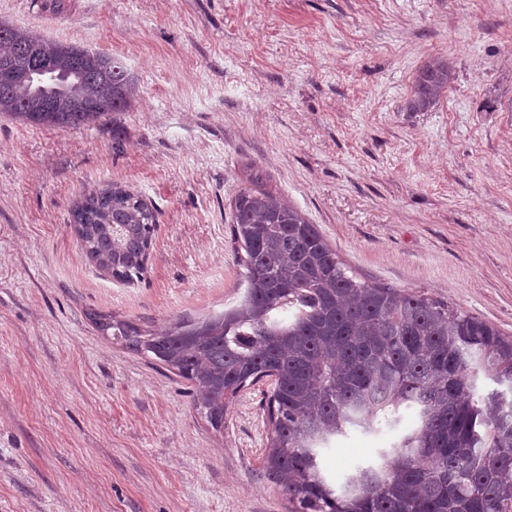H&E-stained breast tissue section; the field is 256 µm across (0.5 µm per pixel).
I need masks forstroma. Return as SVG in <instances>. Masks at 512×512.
<instances>
[{
  "label": "stroma",
  "instance_id": "obj_1",
  "mask_svg": "<svg viewBox=\"0 0 512 512\" xmlns=\"http://www.w3.org/2000/svg\"><path fill=\"white\" fill-rule=\"evenodd\" d=\"M0 20L118 56L140 87L77 129L0 114V512H289L261 464L268 382L214 430L186 380L89 319L152 329L235 302L247 166L362 279L512 336V0H0ZM434 54L447 97L405 111ZM114 183L158 216L129 283L68 222ZM395 435L351 432L323 465L343 479Z\"/></svg>",
  "mask_w": 512,
  "mask_h": 512
}]
</instances>
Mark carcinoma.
<instances>
[{"label":"carcinoma","instance_id":"cac0c4a2","mask_svg":"<svg viewBox=\"0 0 512 512\" xmlns=\"http://www.w3.org/2000/svg\"><path fill=\"white\" fill-rule=\"evenodd\" d=\"M453 80L448 60H428L405 110L432 111ZM137 92L120 58L0 23V114L77 128L125 111ZM157 224V210L119 185L70 208L87 259L121 282L143 275ZM231 240L245 289L224 312L147 331L97 312L91 323L187 380L217 431L243 389L271 380L262 467L295 512H512V337L358 277L252 169L231 199ZM406 412L412 424L376 461L331 482L323 449Z\"/></svg>","mask_w":512,"mask_h":512}]
</instances>
